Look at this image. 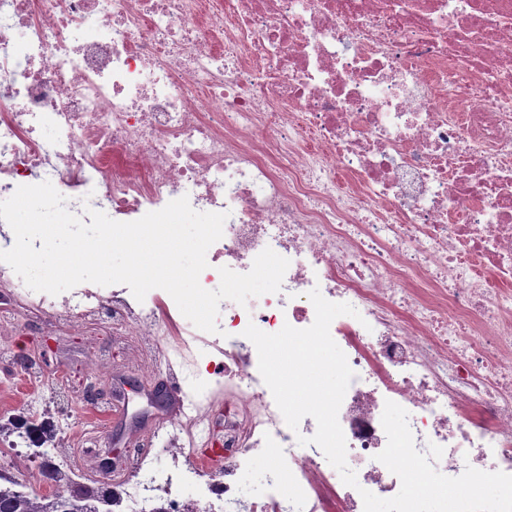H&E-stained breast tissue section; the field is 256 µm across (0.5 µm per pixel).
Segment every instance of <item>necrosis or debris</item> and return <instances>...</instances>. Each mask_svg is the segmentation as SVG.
Here are the masks:
<instances>
[{
	"mask_svg": "<svg viewBox=\"0 0 512 512\" xmlns=\"http://www.w3.org/2000/svg\"><path fill=\"white\" fill-rule=\"evenodd\" d=\"M34 180L81 217L90 193L120 222L183 196L227 213L208 290L264 249L289 261L279 292L222 301L215 334L164 290L53 296L0 262V342L25 316L75 334L108 316L143 374L178 371L170 465L140 435L114 512H364L361 490H400L376 459L389 400L441 474H512V0H0V199ZM315 288L357 311L330 325L354 488L299 444L315 420L286 424L244 335L311 326ZM206 364L223 381L200 385ZM265 458H258L246 471L237 476L238 487L245 498H252L257 495L265 484L266 477Z\"/></svg>",
	"mask_w": 512,
	"mask_h": 512,
	"instance_id": "necrosis-or-debris-1",
	"label": "necrosis or debris"
}]
</instances>
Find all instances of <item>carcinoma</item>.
<instances>
[{
  "label": "carcinoma",
  "mask_w": 512,
  "mask_h": 512,
  "mask_svg": "<svg viewBox=\"0 0 512 512\" xmlns=\"http://www.w3.org/2000/svg\"><path fill=\"white\" fill-rule=\"evenodd\" d=\"M16 430L40 445L38 468L42 481L64 485L68 487V494L64 498H57L49 492L41 493L32 488L28 490L19 486L16 477L0 470V512H113L112 489L78 482L52 465L49 451L54 445L56 432L51 422L43 421L30 426L20 419L11 429L0 427V433L12 434Z\"/></svg>",
  "instance_id": "1"
}]
</instances>
